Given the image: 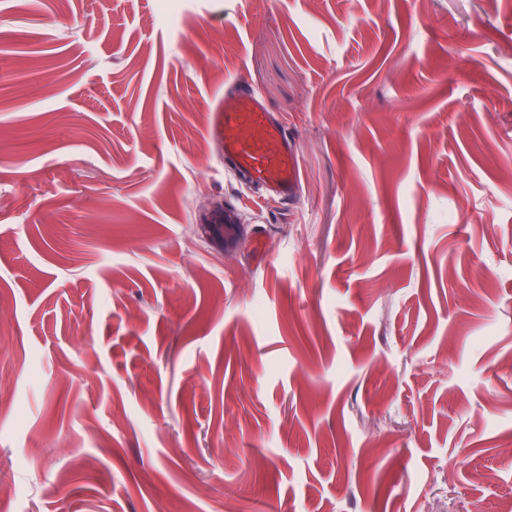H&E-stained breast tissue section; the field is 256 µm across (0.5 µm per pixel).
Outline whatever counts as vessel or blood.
Masks as SVG:
<instances>
[{"mask_svg":"<svg viewBox=\"0 0 512 512\" xmlns=\"http://www.w3.org/2000/svg\"><path fill=\"white\" fill-rule=\"evenodd\" d=\"M210 132L222 141L225 162L258 190L277 198L297 194L302 169L296 145L256 91L225 87Z\"/></svg>","mask_w":512,"mask_h":512,"instance_id":"obj_1","label":"vessel or blood"}]
</instances>
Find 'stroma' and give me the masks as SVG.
<instances>
[{
	"mask_svg": "<svg viewBox=\"0 0 512 512\" xmlns=\"http://www.w3.org/2000/svg\"><path fill=\"white\" fill-rule=\"evenodd\" d=\"M511 503L512 0H0V512ZM210 132L224 145V164L277 198L294 197L302 182L295 142L264 108L260 95L229 85L212 114ZM201 233L223 252L237 250L245 240V225L233 209L213 206L199 224Z\"/></svg>",
	"mask_w": 512,
	"mask_h": 512,
	"instance_id": "obj_1",
	"label": "stroma"
}]
</instances>
